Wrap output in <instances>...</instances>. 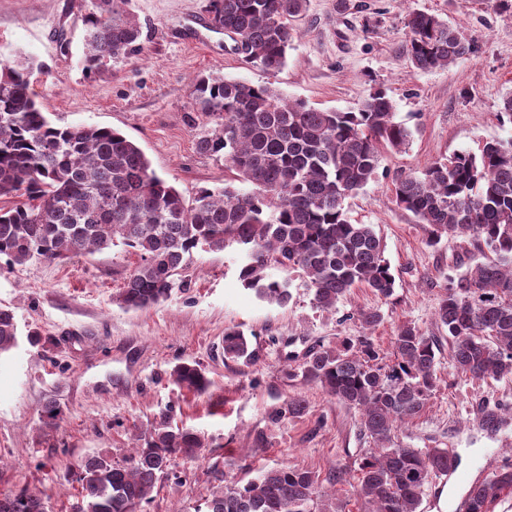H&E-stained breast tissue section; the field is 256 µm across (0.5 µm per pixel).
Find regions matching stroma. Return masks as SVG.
I'll return each instance as SVG.
<instances>
[{"label":"stroma","instance_id":"35a3bbf8","mask_svg":"<svg viewBox=\"0 0 512 512\" xmlns=\"http://www.w3.org/2000/svg\"><path fill=\"white\" fill-rule=\"evenodd\" d=\"M91 8L90 0H0V54L36 61L32 89L53 124L118 130L188 198L223 187L228 177L223 159L196 151L198 131L186 121L196 76L269 83L290 100L342 112L385 91L396 121L412 132L410 144L384 149L375 178L346 198L345 209L351 223L373 225L382 237L395 288L386 300L352 289L327 312L297 276L291 301L279 307L241 286L238 249H199L168 300L134 312L112 300L138 261L123 247L71 261H0V306L13 311L21 333L17 347L0 356V491H40L48 512H71L82 496L70 467L102 450L123 457L135 431L169 410L207 447L195 460L176 458L142 512H196L219 489L216 473L244 483L281 465L313 472L345 512H363L357 474L371 443L359 413L297 372L310 349L348 336L370 334L389 361L402 324L438 335L437 295L460 273L454 258L465 243L427 246L423 226L396 202L395 178L512 138V123L500 118L512 94V0H309L294 24L287 64L275 74L248 60L234 35L210 28L204 0H132L141 52L86 75L82 36ZM412 9L447 21L472 41L474 54L445 69L413 68L403 50ZM368 309L384 315L369 331L356 318ZM232 327L256 350V364L225 361L224 332ZM30 330L39 344L27 341ZM187 359L211 379L206 394L172 383V368ZM436 369L437 390L419 417L399 425L395 440L458 454L463 480L433 479L421 510L432 512L444 490L448 512H462L469 486L493 470L487 456L512 454V377H467L444 352ZM293 396L306 400L305 413L271 423L269 414ZM49 403L61 411L51 428L42 421ZM498 403L499 425L487 429L482 409ZM339 470L343 481L330 482Z\"/></svg>","mask_w":512,"mask_h":512}]
</instances>
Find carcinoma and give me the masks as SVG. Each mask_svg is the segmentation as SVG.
Instances as JSON below:
<instances>
[{"label": "carcinoma", "mask_w": 512, "mask_h": 512, "mask_svg": "<svg viewBox=\"0 0 512 512\" xmlns=\"http://www.w3.org/2000/svg\"><path fill=\"white\" fill-rule=\"evenodd\" d=\"M131 0H92L85 18L82 63L94 73L107 60L141 50ZM308 0H207L212 27L236 36L251 62L268 72L285 67L292 22ZM405 52L418 70L447 68L474 54V45L438 16L406 14ZM34 65L0 59V258L13 265L71 260L118 244L139 263L116 301L128 311L166 301L175 276L195 250L245 252L238 278L262 301L292 299L290 273L301 271L322 310L336 308L353 288L389 299L395 277L371 224H353L345 199L373 178L385 147L402 149L411 133L395 121L394 103L376 91L355 112L319 110L288 101L270 84L202 75L190 85L191 127L202 155L223 154L243 187L202 188L187 199L159 176L144 152L119 131L93 125H52L31 90ZM399 205L424 226L428 244L466 239L480 259L451 278L439 296L430 336L412 323L393 338V360L382 363L369 336L310 350L301 376L360 412V431L373 448L359 465L364 512H421L424 490L457 458L446 448H405L398 425L418 417L436 391L441 340L456 370L477 379L512 375V140L455 153L395 181ZM13 312L0 307V355L18 345ZM224 359L251 364L244 333L224 332ZM197 395L211 380L196 361L171 371ZM306 401L291 397L272 419L299 416ZM206 447L190 428L162 413L120 460L109 451L77 464L84 492L73 512H139L178 456ZM512 493V462L473 483L462 512H492ZM0 512H44L41 494L0 493ZM197 512H339L306 469L276 467L244 484L226 485Z\"/></svg>", "instance_id": "obj_1"}]
</instances>
